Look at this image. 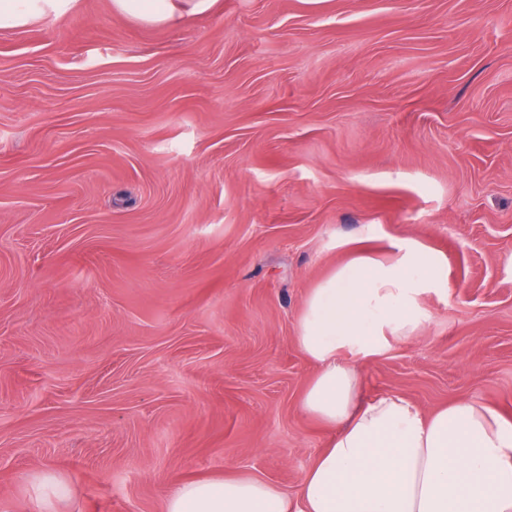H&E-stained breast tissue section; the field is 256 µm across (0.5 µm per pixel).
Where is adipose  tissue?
Returning <instances> with one entry per match:
<instances>
[{
    "mask_svg": "<svg viewBox=\"0 0 512 512\" xmlns=\"http://www.w3.org/2000/svg\"><path fill=\"white\" fill-rule=\"evenodd\" d=\"M77 0H0V30L70 12ZM215 0H112L147 23L207 12ZM391 258L358 252L311 288L296 341L317 371L300 407L331 431L296 495L253 475L178 483L164 512H512V421L463 400L427 414L404 397L361 396L363 376L343 352L376 355L423 330L426 294L443 289V258L416 242ZM28 493L37 512H60L68 482L37 473Z\"/></svg>",
    "mask_w": 512,
    "mask_h": 512,
    "instance_id": "1",
    "label": "adipose tissue"
}]
</instances>
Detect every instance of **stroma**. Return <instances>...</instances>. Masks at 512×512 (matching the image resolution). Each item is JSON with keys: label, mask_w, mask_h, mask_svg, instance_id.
<instances>
[{"label": "stroma", "mask_w": 512, "mask_h": 512, "mask_svg": "<svg viewBox=\"0 0 512 512\" xmlns=\"http://www.w3.org/2000/svg\"><path fill=\"white\" fill-rule=\"evenodd\" d=\"M444 255L430 322L347 354L363 397L512 420V0H112L0 30V512H163L178 482L296 492L311 288L363 250ZM215 0H113V10L147 24L176 22L207 12ZM28 493L37 512H60L68 499L70 488L61 476L52 471H42L30 481Z\"/></svg>", "instance_id": "stroma-1"}]
</instances>
